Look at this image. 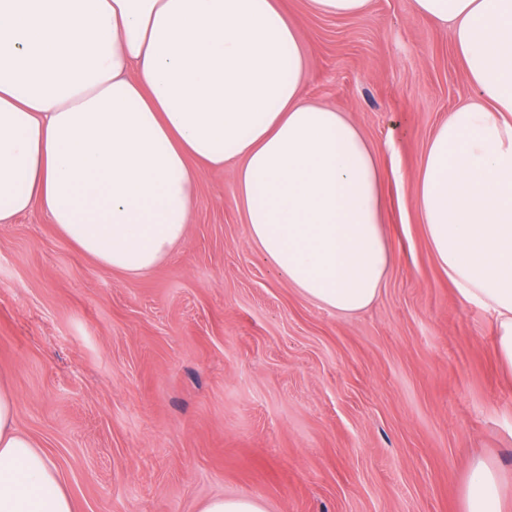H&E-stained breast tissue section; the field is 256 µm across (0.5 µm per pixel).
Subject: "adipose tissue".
Here are the masks:
<instances>
[{"instance_id":"ef3b65f1","label":"adipose tissue","mask_w":512,"mask_h":512,"mask_svg":"<svg viewBox=\"0 0 512 512\" xmlns=\"http://www.w3.org/2000/svg\"><path fill=\"white\" fill-rule=\"evenodd\" d=\"M449 26L474 100L435 131L414 204L461 298L512 368V0H413ZM304 35L279 0H0V224L40 210L104 268L180 244L201 167L229 169L249 238L289 286L346 315L392 264L385 172L349 116L308 99ZM0 512H75L0 386ZM463 512H512L476 461Z\"/></svg>"}]
</instances>
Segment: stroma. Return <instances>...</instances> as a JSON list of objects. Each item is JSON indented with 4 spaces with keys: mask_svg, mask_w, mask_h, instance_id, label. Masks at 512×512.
<instances>
[{
    "mask_svg": "<svg viewBox=\"0 0 512 512\" xmlns=\"http://www.w3.org/2000/svg\"><path fill=\"white\" fill-rule=\"evenodd\" d=\"M306 96L380 150L393 263L353 316L301 297L251 243L234 178L199 168L181 245L103 269L40 211L0 225V378L76 512H463L476 459L512 476V374L493 318L435 262L413 205L427 144L474 91L413 0L310 14ZM200 512H267L262 498L254 495L214 497Z\"/></svg>",
    "mask_w": 512,
    "mask_h": 512,
    "instance_id": "35a3bbf8",
    "label": "stroma"
}]
</instances>
